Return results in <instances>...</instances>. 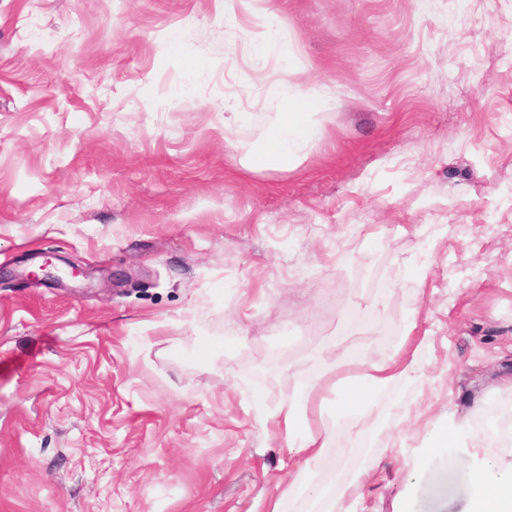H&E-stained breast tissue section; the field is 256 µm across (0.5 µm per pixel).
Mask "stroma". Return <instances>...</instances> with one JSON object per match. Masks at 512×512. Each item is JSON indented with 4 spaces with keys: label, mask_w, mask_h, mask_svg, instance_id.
Returning <instances> with one entry per match:
<instances>
[{
    "label": "stroma",
    "mask_w": 512,
    "mask_h": 512,
    "mask_svg": "<svg viewBox=\"0 0 512 512\" xmlns=\"http://www.w3.org/2000/svg\"><path fill=\"white\" fill-rule=\"evenodd\" d=\"M511 49L512 0H0V512H270L266 412L413 318L417 417L352 509L463 512L455 466L407 472L507 401ZM283 78L327 136L249 169L224 126L258 139Z\"/></svg>",
    "instance_id": "obj_1"
}]
</instances>
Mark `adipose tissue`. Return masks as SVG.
Returning <instances> with one entry per match:
<instances>
[{"mask_svg": "<svg viewBox=\"0 0 512 512\" xmlns=\"http://www.w3.org/2000/svg\"><path fill=\"white\" fill-rule=\"evenodd\" d=\"M274 91L280 110L260 146H251L243 137L225 140L228 148L243 152L255 169L288 167L300 160L306 146L327 134L321 119L326 107L323 99L290 88L284 80L275 83ZM426 342L419 334L418 322L411 320L389 351L351 344L333 355L320 356L316 378L268 415L291 454L288 484L282 487L281 496L310 499L314 512H349L346 502L358 498L363 473L331 491L313 485L310 477L318 470L331 440L343 443L335 451L336 465L341 468L352 447L378 438L380 431L372 426L373 418H384L396 426L408 420L407 405L386 401L385 393L397 385L421 383L418 359ZM327 389L335 394L336 423L332 426L324 421L322 393ZM490 442L485 431H475L470 443L458 449L455 463L464 471L468 486L464 512H512V446L494 450Z\"/></svg>", "mask_w": 512, "mask_h": 512, "instance_id": "adipose-tissue-1", "label": "adipose tissue"}]
</instances>
